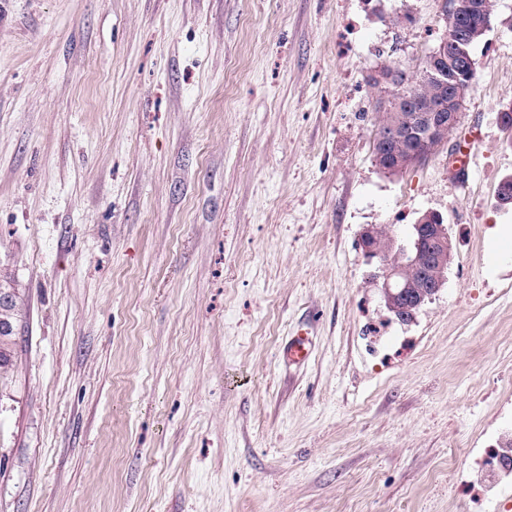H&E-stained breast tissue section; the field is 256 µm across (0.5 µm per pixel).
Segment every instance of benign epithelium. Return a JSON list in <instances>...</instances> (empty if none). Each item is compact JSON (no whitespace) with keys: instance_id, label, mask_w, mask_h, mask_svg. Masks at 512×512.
<instances>
[{"instance_id":"benign-epithelium-1","label":"benign epithelium","mask_w":512,"mask_h":512,"mask_svg":"<svg viewBox=\"0 0 512 512\" xmlns=\"http://www.w3.org/2000/svg\"><path fill=\"white\" fill-rule=\"evenodd\" d=\"M440 11L450 21L445 34L426 55L414 80L419 84L430 82L437 85L446 100V108L427 111L421 107L418 94L411 89L395 99L397 107L417 112L421 124L417 141L406 146L409 132L400 125H388L377 129L373 141L376 164L387 173L398 174L425 162L448 142L457 129L460 110L476 73L472 55L459 52L461 44L472 38L471 31L478 26L488 30L491 20L486 13V0H440ZM408 77L406 71L390 65L377 70L374 83L388 91ZM379 226L370 225L360 235V246L367 255L377 260L378 266L371 280L381 288L384 301L393 297H406L411 291L406 276L411 270L420 271L422 287L439 291L447 281L448 266L453 259V247L448 225L436 212H425L413 225L411 240L397 243L388 236V246L377 244Z\"/></svg>"}]
</instances>
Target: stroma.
I'll return each instance as SVG.
<instances>
[{"mask_svg": "<svg viewBox=\"0 0 512 512\" xmlns=\"http://www.w3.org/2000/svg\"><path fill=\"white\" fill-rule=\"evenodd\" d=\"M445 29L438 0H0V512H459L512 426V0L447 144L373 159L377 70ZM427 211L454 259L404 324L359 238ZM7 293V299L0 301V376L7 373L12 366L15 354V330L18 329L19 308L17 297L5 287L0 286ZM312 342L306 330L298 329L293 333L282 349V360L288 368L304 366L311 355Z\"/></svg>", "mask_w": 512, "mask_h": 512, "instance_id": "stroma-1", "label": "stroma"}]
</instances>
